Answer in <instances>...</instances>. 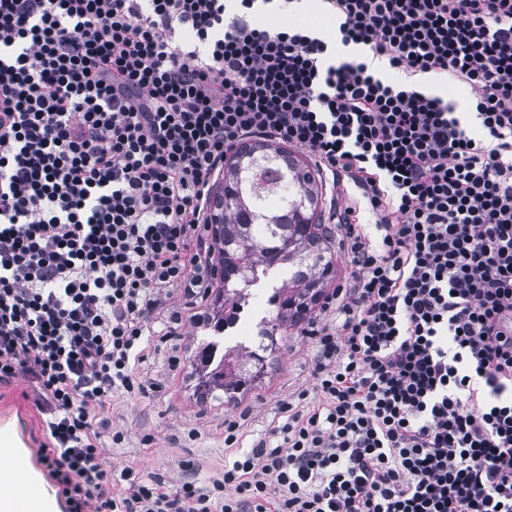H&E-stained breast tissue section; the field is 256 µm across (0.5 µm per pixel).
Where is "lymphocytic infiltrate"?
<instances>
[{"instance_id":"1","label":"lymphocytic infiltrate","mask_w":512,"mask_h":512,"mask_svg":"<svg viewBox=\"0 0 512 512\" xmlns=\"http://www.w3.org/2000/svg\"><path fill=\"white\" fill-rule=\"evenodd\" d=\"M272 2L0 0V383H35L67 512H512V0H320L332 43ZM257 135L344 202L313 388L210 487L112 473L92 420L169 287L207 288ZM425 89L440 96L444 101L452 102L455 111L466 112L470 109L468 94L463 88L448 89L444 85L429 82L425 85Z\"/></svg>"}]
</instances>
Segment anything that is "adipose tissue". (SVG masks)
Masks as SVG:
<instances>
[{"instance_id":"adipose-tissue-1","label":"adipose tissue","mask_w":512,"mask_h":512,"mask_svg":"<svg viewBox=\"0 0 512 512\" xmlns=\"http://www.w3.org/2000/svg\"><path fill=\"white\" fill-rule=\"evenodd\" d=\"M0 512H60L42 474L30 466L13 433L0 431Z\"/></svg>"}]
</instances>
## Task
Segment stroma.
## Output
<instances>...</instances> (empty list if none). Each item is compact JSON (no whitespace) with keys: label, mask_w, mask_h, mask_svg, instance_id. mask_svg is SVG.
I'll list each match as a JSON object with an SVG mask.
<instances>
[{"label":"stroma","mask_w":512,"mask_h":512,"mask_svg":"<svg viewBox=\"0 0 512 512\" xmlns=\"http://www.w3.org/2000/svg\"><path fill=\"white\" fill-rule=\"evenodd\" d=\"M216 295L213 287L194 297L172 288L166 306L184 311L185 317L171 336L151 341L148 356L139 366L142 393H115L106 408L112 430L122 431L125 439L116 445L111 438H103L99 457L103 466L117 470L130 466L169 486L186 479L209 485L221 476L225 464L250 451L283 422L281 407L289 398L311 388L315 348L295 324L288 329L283 349L266 358L261 382L240 390L236 402L203 397L190 359L199 341L213 333L201 315ZM35 398L32 384L22 377L0 387V429L17 433L36 467L38 449L46 437ZM228 421L238 426L237 442L231 448L224 444Z\"/></svg>","instance_id":"1"}]
</instances>
